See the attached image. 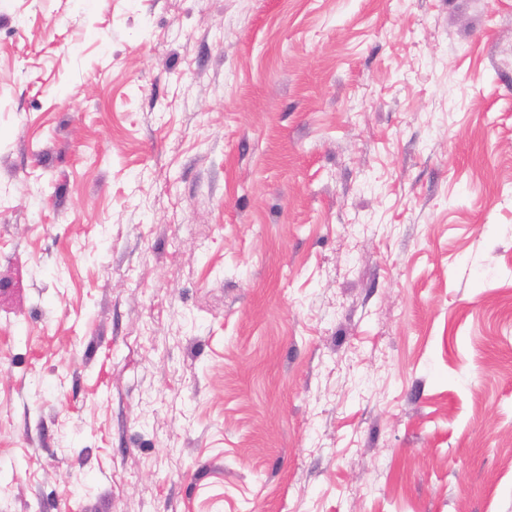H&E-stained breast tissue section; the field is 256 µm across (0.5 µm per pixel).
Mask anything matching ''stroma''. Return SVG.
Instances as JSON below:
<instances>
[{
  "label": "stroma",
  "mask_w": 512,
  "mask_h": 512,
  "mask_svg": "<svg viewBox=\"0 0 512 512\" xmlns=\"http://www.w3.org/2000/svg\"><path fill=\"white\" fill-rule=\"evenodd\" d=\"M0 512H512V0H0Z\"/></svg>",
  "instance_id": "stroma-1"
}]
</instances>
